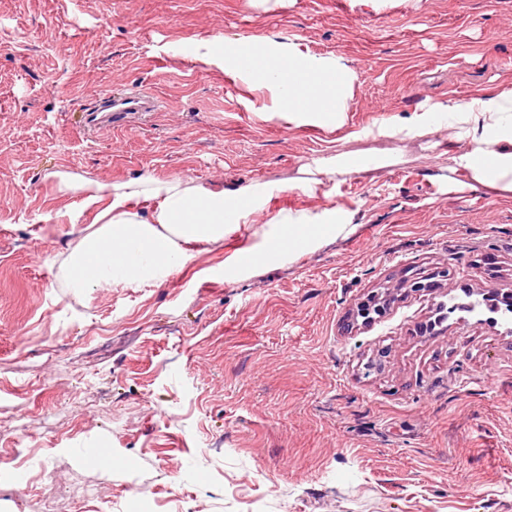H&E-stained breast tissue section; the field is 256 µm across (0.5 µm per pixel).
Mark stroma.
<instances>
[{
    "instance_id": "1",
    "label": "stroma",
    "mask_w": 512,
    "mask_h": 512,
    "mask_svg": "<svg viewBox=\"0 0 512 512\" xmlns=\"http://www.w3.org/2000/svg\"><path fill=\"white\" fill-rule=\"evenodd\" d=\"M269 33L350 60L342 127L290 124L225 74V39ZM509 80L512 0H0V448L94 489L63 512H512V334L486 313L420 332L448 295L512 290V191L452 172L447 128L364 134ZM136 86L160 112L87 132L102 93ZM336 153L390 162L303 191ZM60 172L273 191L167 281L79 292L92 216ZM331 208L354 215L336 239L229 270L280 211ZM443 265L452 291L412 289Z\"/></svg>"
}]
</instances>
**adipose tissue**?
<instances>
[{
  "mask_svg": "<svg viewBox=\"0 0 512 512\" xmlns=\"http://www.w3.org/2000/svg\"><path fill=\"white\" fill-rule=\"evenodd\" d=\"M262 42L268 50L260 55L227 44L225 73L251 78L256 88L269 91V111L289 122L343 125L356 78L349 61L313 55L297 39L267 35ZM443 126L459 145L450 157L453 172L480 185L512 190V85L469 100L437 102L382 132L412 140ZM62 187L81 191L83 208L97 211L96 230L79 235L70 254L69 284L79 290L164 282L194 258L197 247L221 243L246 223L271 192L264 183L227 194L191 179L148 176L120 184L80 177L63 180ZM351 221L350 213L333 210L280 213L271 219L264 249L252 261L306 251L340 235Z\"/></svg>",
  "mask_w": 512,
  "mask_h": 512,
  "instance_id": "obj_1",
  "label": "adipose tissue"
}]
</instances>
